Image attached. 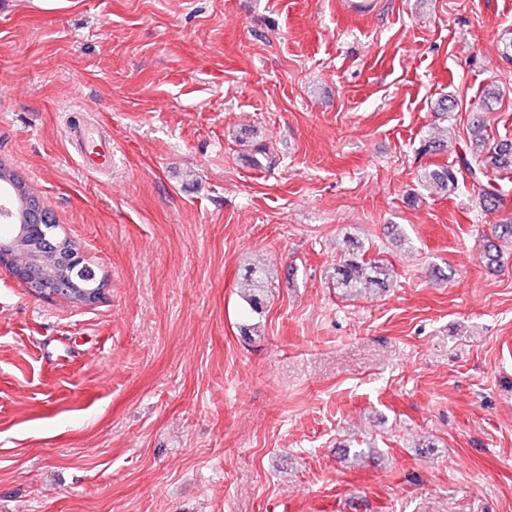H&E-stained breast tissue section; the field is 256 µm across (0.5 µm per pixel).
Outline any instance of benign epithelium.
Here are the masks:
<instances>
[{
  "label": "benign epithelium",
  "mask_w": 512,
  "mask_h": 512,
  "mask_svg": "<svg viewBox=\"0 0 512 512\" xmlns=\"http://www.w3.org/2000/svg\"><path fill=\"white\" fill-rule=\"evenodd\" d=\"M14 224L7 217L0 219V265L9 267L14 275L22 282L27 284L33 291L45 296H61L68 293V288L73 281L86 274L89 268L87 260L76 250L67 253L63 262V271L61 275L48 282L37 278L33 274V267L30 264L19 262L14 255V242L17 237L11 235ZM19 229H24L31 235L40 238L47 245L56 243V227L51 224L44 206H34L30 209L29 224L20 225ZM103 294V285L93 288L82 289L77 294L75 304L88 306L96 303Z\"/></svg>",
  "instance_id": "obj_1"
}]
</instances>
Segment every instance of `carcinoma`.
<instances>
[{"instance_id": "carcinoma-1", "label": "carcinoma", "mask_w": 512, "mask_h": 512, "mask_svg": "<svg viewBox=\"0 0 512 512\" xmlns=\"http://www.w3.org/2000/svg\"><path fill=\"white\" fill-rule=\"evenodd\" d=\"M469 144L460 148L451 164L427 166L420 174L423 187L443 190L459 185V178L468 179L472 188L487 209L498 207L508 195V183L512 182V139L494 140L488 134L486 124L480 117L474 119L467 129ZM448 141L427 135L420 141V154L435 155L445 151ZM9 190L14 199L15 223H26L27 205L39 201L25 182L0 163V193ZM495 240L488 246V264L500 262V243H512V220L494 226ZM339 262L330 275L336 290L345 296H356L364 290L386 291L394 285L395 269L391 261L381 254L371 253L370 244L360 237L348 234ZM244 279L249 286L244 301L249 308L259 313L264 298V283L267 271L260 267L246 270Z\"/></svg>"}]
</instances>
